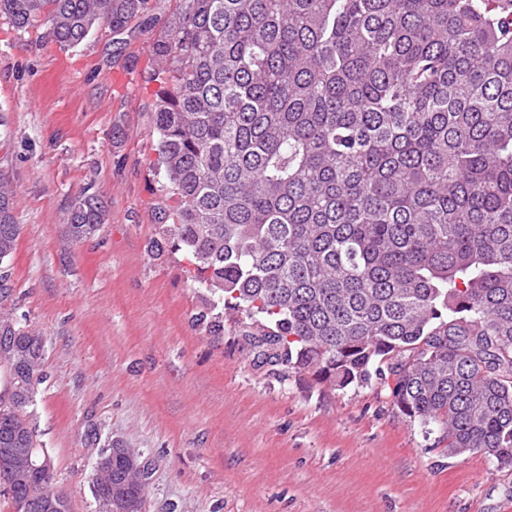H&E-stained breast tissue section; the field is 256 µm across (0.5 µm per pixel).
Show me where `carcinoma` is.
<instances>
[{
	"mask_svg": "<svg viewBox=\"0 0 512 512\" xmlns=\"http://www.w3.org/2000/svg\"><path fill=\"white\" fill-rule=\"evenodd\" d=\"M150 0H0L62 47L114 35ZM154 112L176 205L159 256L184 252L212 308L241 310L254 363L344 389L392 378L448 454L512 467V19L500 0H178L151 44ZM0 178V266L19 236ZM106 206L75 200L71 240ZM0 480L14 512L68 496L36 468L25 403L43 380L38 332L0 315ZM106 480L147 484L127 456Z\"/></svg>",
	"mask_w": 512,
	"mask_h": 512,
	"instance_id": "1",
	"label": "carcinoma"
}]
</instances>
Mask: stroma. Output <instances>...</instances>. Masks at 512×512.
I'll use <instances>...</instances> for the list:
<instances>
[{"mask_svg":"<svg viewBox=\"0 0 512 512\" xmlns=\"http://www.w3.org/2000/svg\"><path fill=\"white\" fill-rule=\"evenodd\" d=\"M155 35L138 21L64 48L0 18V173L20 226L4 309L42 338L29 420L72 512H97L107 439L147 462L146 512H512V468L449 456L439 427L399 412L381 380L334 389L256 367L241 312L206 333L209 295L184 252H147L172 203ZM86 189L107 220L75 243L67 214Z\"/></svg>","mask_w":512,"mask_h":512,"instance_id":"obj_1","label":"stroma"}]
</instances>
